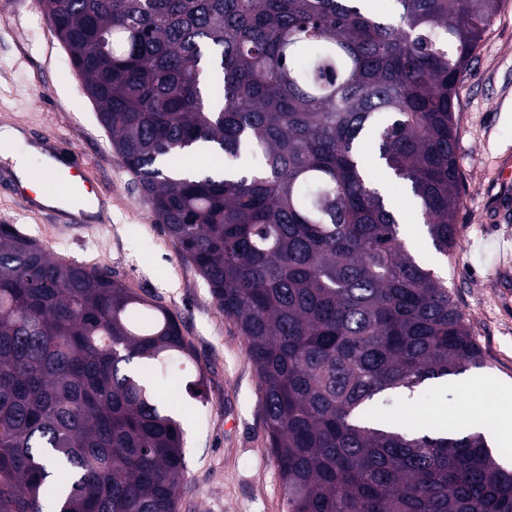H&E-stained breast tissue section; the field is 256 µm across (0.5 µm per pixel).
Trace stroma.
<instances>
[{
  "label": "stroma",
  "mask_w": 512,
  "mask_h": 512,
  "mask_svg": "<svg viewBox=\"0 0 512 512\" xmlns=\"http://www.w3.org/2000/svg\"><path fill=\"white\" fill-rule=\"evenodd\" d=\"M95 112L38 0H0V126H23L30 144L72 148L107 192L106 212L74 226L29 213L0 189V224L17 225L51 256L110 269L177 317L208 393L204 403L182 391L171 396L185 432L187 463L178 512H287L244 338L156 224ZM456 116L466 184L459 212L462 248L437 266L448 277L484 364L375 403L377 415L415 431L436 430L441 410L458 419L474 417L485 393L497 395L512 385V296H504L492 279L503 259L512 260V217L490 221L498 203V161L512 156V0H503L458 85Z\"/></svg>",
  "instance_id": "35a3bbf8"
}]
</instances>
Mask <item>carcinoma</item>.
<instances>
[{
	"mask_svg": "<svg viewBox=\"0 0 512 512\" xmlns=\"http://www.w3.org/2000/svg\"><path fill=\"white\" fill-rule=\"evenodd\" d=\"M40 0L156 223L246 340L287 512H512L481 432L365 416L482 351L377 185L460 248L456 85L502 0ZM208 155L218 169L191 167ZM174 314L0 224V512H178Z\"/></svg>",
	"mask_w": 512,
	"mask_h": 512,
	"instance_id": "cac0c4a2",
	"label": "carcinoma"
}]
</instances>
